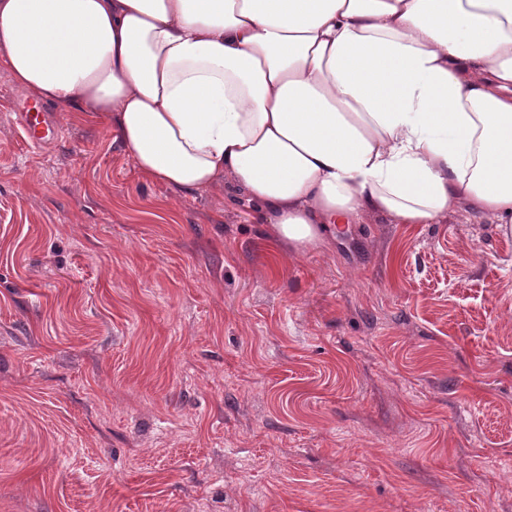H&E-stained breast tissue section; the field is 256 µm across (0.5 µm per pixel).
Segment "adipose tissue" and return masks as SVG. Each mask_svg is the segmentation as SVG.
I'll use <instances>...</instances> for the list:
<instances>
[{"label": "adipose tissue", "mask_w": 512, "mask_h": 512, "mask_svg": "<svg viewBox=\"0 0 512 512\" xmlns=\"http://www.w3.org/2000/svg\"><path fill=\"white\" fill-rule=\"evenodd\" d=\"M0 63L296 252L369 216L512 225V0H0Z\"/></svg>", "instance_id": "adipose-tissue-1"}]
</instances>
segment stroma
I'll use <instances>...</instances> for the list:
<instances>
[{"mask_svg":"<svg viewBox=\"0 0 512 512\" xmlns=\"http://www.w3.org/2000/svg\"><path fill=\"white\" fill-rule=\"evenodd\" d=\"M24 102L0 64V512H512L511 229L294 253ZM21 125L26 135L27 143L32 147H41L44 140L58 137L60 127L55 125L43 108L36 112L27 108L21 117Z\"/></svg>","mask_w":512,"mask_h":512,"instance_id":"35a3bbf8","label":"stroma"}]
</instances>
